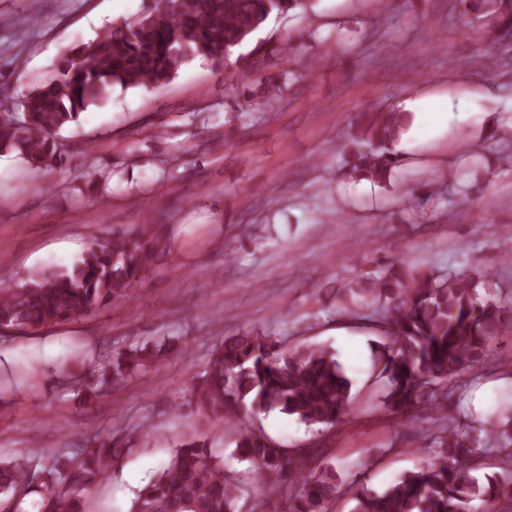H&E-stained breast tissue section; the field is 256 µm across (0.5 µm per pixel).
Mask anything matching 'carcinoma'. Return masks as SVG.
Masks as SVG:
<instances>
[{"instance_id":"carcinoma-1","label":"carcinoma","mask_w":512,"mask_h":512,"mask_svg":"<svg viewBox=\"0 0 512 512\" xmlns=\"http://www.w3.org/2000/svg\"><path fill=\"white\" fill-rule=\"evenodd\" d=\"M302 0H152L133 19L95 40L64 51L54 68L14 105L0 112V153H14L32 168L62 163L59 130L75 125L88 107L112 90L170 83L197 58L221 69L249 44L273 15H285ZM479 11L501 40L512 38V0H482ZM390 113H368L353 138V158L373 175L397 162L385 152ZM154 224H134L103 243L93 242L69 267L39 268L0 287V326L37 331L81 318L123 296L164 251ZM474 276L407 272L394 263L369 271L336 289L341 307L383 304L387 339L374 345V364L387 379L386 403L395 411L419 404L434 412L448 400V382L481 369L490 341L505 331L512 310L483 301ZM157 353L131 346L101 363L81 365L70 383L85 399L107 395L145 372ZM352 403V381L335 354L311 344L283 347L251 332L229 336L192 378L189 406L209 422L234 426L240 410L279 411L308 425L334 426ZM499 441L512 456V411L479 426L450 425L437 437L435 460L403 474L381 492L359 490L351 512H512V477L498 484L479 479L476 463L485 439ZM233 455L269 476L266 496L284 475L304 469L264 435L241 433ZM131 444L96 433L74 456L0 458V512H85L84 504L113 463ZM341 479L327 466L302 476L287 512H323ZM242 488L206 439L186 441L142 489L130 512H237Z\"/></svg>"}]
</instances>
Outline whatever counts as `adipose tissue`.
I'll use <instances>...</instances> for the list:
<instances>
[{"label": "adipose tissue", "instance_id": "obj_1", "mask_svg": "<svg viewBox=\"0 0 512 512\" xmlns=\"http://www.w3.org/2000/svg\"><path fill=\"white\" fill-rule=\"evenodd\" d=\"M487 96V90L480 86L453 87L438 93L423 89L407 95L397 105L388 150L406 163H427L454 152L457 124H470L468 142L473 149L492 132L512 130V116L478 111L479 102Z\"/></svg>", "mask_w": 512, "mask_h": 512}]
</instances>
